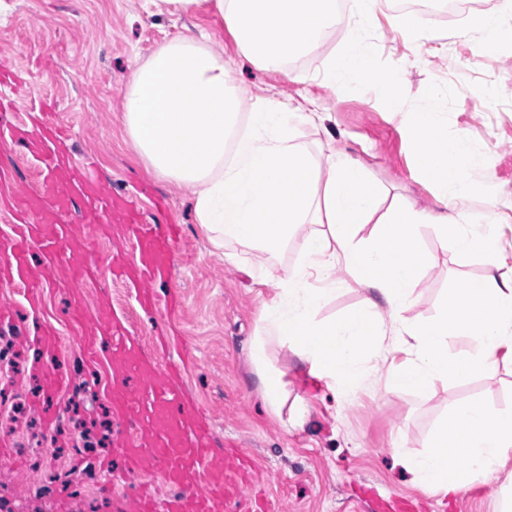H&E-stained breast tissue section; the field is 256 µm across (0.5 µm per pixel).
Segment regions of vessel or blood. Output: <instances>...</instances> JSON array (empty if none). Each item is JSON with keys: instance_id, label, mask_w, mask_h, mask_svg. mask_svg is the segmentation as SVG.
<instances>
[{"instance_id": "obj_1", "label": "vessel or blood", "mask_w": 512, "mask_h": 512, "mask_svg": "<svg viewBox=\"0 0 512 512\" xmlns=\"http://www.w3.org/2000/svg\"><path fill=\"white\" fill-rule=\"evenodd\" d=\"M31 91L13 60L1 57L0 111L15 108L17 100ZM16 139L28 140L42 164L43 179L39 191L28 192L13 187L9 172L0 170V211L10 214L12 224V234L0 250V283L22 289L36 310L48 271L64 266L76 287L74 318L83 319L84 298L78 286L93 279L95 264L91 257L73 255L69 235L59 223L60 213L81 200L99 236H110L113 225H126L137 258L130 263L116 254L110 261L112 273L136 287L144 311H154L151 285L172 273L176 232L171 225L140 222L137 203L144 187L136 185L121 194L105 188L92 164L66 150L67 137L58 126L42 125L32 136L25 127L0 125L1 143ZM36 246L44 255L39 265L30 262ZM79 348L87 361L101 355L112 360V407L130 429L120 444L129 467L159 473L170 488L163 497L146 487L137 489L130 512H253L260 494L250 478L252 464L239 448L215 449L207 416L184 399L179 367H158L131 336L112 335L102 328L81 336ZM130 374L142 380L141 389L124 384V376Z\"/></svg>"}]
</instances>
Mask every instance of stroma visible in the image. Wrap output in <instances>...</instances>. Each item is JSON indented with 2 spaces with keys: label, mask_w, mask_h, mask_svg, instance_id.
I'll list each match as a JSON object with an SVG mask.
<instances>
[{
  "label": "stroma",
  "mask_w": 512,
  "mask_h": 512,
  "mask_svg": "<svg viewBox=\"0 0 512 512\" xmlns=\"http://www.w3.org/2000/svg\"><path fill=\"white\" fill-rule=\"evenodd\" d=\"M388 15L378 7L369 37L378 46L375 69L394 76L400 88L397 112L364 85L336 93L325 80L329 57L350 38L346 30L329 39L314 62L298 64L295 80L242 59L220 18L204 9L170 15L154 13L145 0H0V55L13 57L33 87L0 120L39 123L41 102H53L57 119L71 129L73 155L93 156L106 186L119 192L143 185L163 199L165 215L180 225L181 237L171 278L156 282L153 290L162 298L172 292L182 298L169 324L181 348L196 359L185 377L188 400L209 411L217 442L234 443L252 458L270 512H369L368 489L385 500H408L413 512H496L491 483L446 497L412 486L410 474L390 454V436L402 431L407 450L417 453L458 402L470 400L495 411L512 408V366L489 378H452L424 395L388 394L374 382L345 401L309 375L289 350L276 346L272 357L284 373L290 399L310 408L303 426L283 429L264 403L247 358L258 332L261 288L244 269L262 255L232 242L221 251L213 248L194 222L189 194L154 178L125 143L121 115L130 59L148 57L176 37L223 49L242 89V113H249L259 97L320 113L321 126L301 129L304 148L319 155L327 136H334L377 185L419 209L434 208V184L417 166L406 122L416 113H433L449 137L466 138L475 155V165L462 171L471 185V213H485L493 201L503 215L512 214V51H483L469 17L455 25H430L421 38L408 41L390 30ZM481 87L489 97H479ZM0 163L18 187L40 189L41 167L25 141L1 146ZM122 244L117 236L99 241L95 259L101 276L83 287L87 323L102 326L109 311L122 312L132 335L146 340L153 319L107 269L110 255ZM420 246L428 262L411 313L426 318L463 281L481 277L488 262L480 255L444 251L429 237ZM229 253L239 256V264L226 261ZM0 305L18 321L0 327V337L10 339L17 356L8 371L0 372V440L9 441L16 453L0 458V512H129L130 495L139 486L164 490L158 474L126 469L112 455L126 431L124 421L111 412L112 372L84 363L74 342L71 290L60 272H51L38 314L30 313L17 288L0 286ZM42 322L51 324L63 342L61 366L67 373L54 400L58 422L51 428L41 417L48 357L32 334ZM103 419L109 426L105 432L96 426ZM88 424L94 437L104 440L92 452L81 439ZM32 441L42 443V454L27 451ZM104 459L120 472L119 480L99 473Z\"/></svg>",
  "instance_id": "35a3bbf8"
}]
</instances>
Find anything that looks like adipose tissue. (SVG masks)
<instances>
[{
    "label": "adipose tissue",
    "mask_w": 512,
    "mask_h": 512,
    "mask_svg": "<svg viewBox=\"0 0 512 512\" xmlns=\"http://www.w3.org/2000/svg\"><path fill=\"white\" fill-rule=\"evenodd\" d=\"M152 2L170 13L209 5L239 54L272 71L321 48L336 9V0ZM377 9L378 0H349L356 35L330 59L327 76L334 90L360 82L392 107L396 84L375 71L367 36ZM239 108L223 50L178 37L134 63L122 121L148 170L192 194L196 220L214 248L232 241L266 255V263L249 270L271 295L260 304L248 357L274 414L288 400L271 360L276 345L348 399L374 380L389 393L423 394L448 377H489L512 364V276L498 266L454 289L433 316L409 314L426 264L422 237L463 255L500 251L503 215L492 209L473 224L459 209L468 194L461 168L475 160L465 138L448 139L428 114L414 116L416 163L436 187V206L385 208L381 189L335 138L318 161L298 143V127L314 123L315 113L272 98L258 99L245 117ZM296 239L303 265L278 270L275 258ZM340 269L366 295L357 309L319 320L322 304L343 287ZM456 341L466 351L449 354ZM390 447L422 489L455 494L512 461V412L460 403L436 426L425 451H406L399 433Z\"/></svg>",
    "instance_id": "adipose-tissue-1"
}]
</instances>
